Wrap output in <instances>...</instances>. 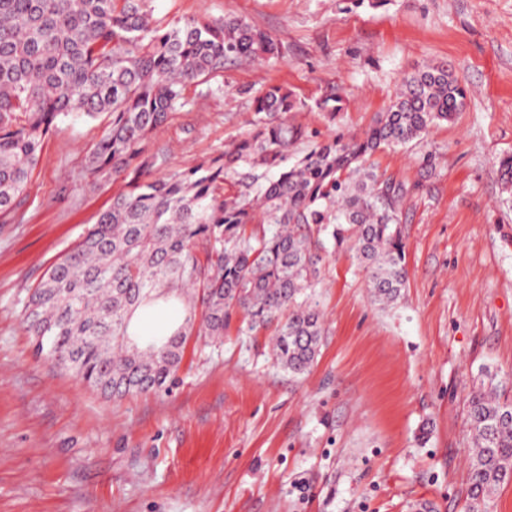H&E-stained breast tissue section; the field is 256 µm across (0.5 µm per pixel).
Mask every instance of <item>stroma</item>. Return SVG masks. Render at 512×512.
Instances as JSON below:
<instances>
[{
    "label": "stroma",
    "mask_w": 512,
    "mask_h": 512,
    "mask_svg": "<svg viewBox=\"0 0 512 512\" xmlns=\"http://www.w3.org/2000/svg\"><path fill=\"white\" fill-rule=\"evenodd\" d=\"M156 18L240 17L286 49L188 85L186 107L148 149L169 167L223 150L249 129L254 97L282 85L318 137L362 132L402 78L448 63L463 112L417 149L377 154L379 173L420 184L401 215L402 298L372 302L349 252L328 251L316 291L325 335L315 365L279 368L273 328L230 327L188 344L172 391L118 401L36 357L25 297L111 203L86 155L100 119L59 123L21 206L0 217V512H467V404L480 375L512 401V0H149ZM343 100L335 122L314 103Z\"/></svg>",
    "instance_id": "stroma-1"
}]
</instances>
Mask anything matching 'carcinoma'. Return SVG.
I'll use <instances>...</instances> for the list:
<instances>
[{
    "label": "carcinoma",
    "instance_id": "cac0c4a2",
    "mask_svg": "<svg viewBox=\"0 0 512 512\" xmlns=\"http://www.w3.org/2000/svg\"><path fill=\"white\" fill-rule=\"evenodd\" d=\"M146 2L0 0V215L15 210L65 119L105 116L87 171L123 182L19 300L34 354L67 356L63 369L105 398L166 393L190 338L216 341L241 313L249 330L278 322L275 361L305 374L324 336L315 288L325 241L353 251L374 303L394 305L406 288L400 214L419 184L383 177L373 157L424 142L464 110L468 90L448 64L426 65L360 135L313 141L288 119L304 102L270 85L245 136L162 171L165 157L147 142L186 105V87L227 63L280 57L283 45L242 18L166 23ZM316 106L332 121L343 109L334 95ZM171 300L183 322L139 337L134 316ZM496 392L487 372L468 402V512H488L492 492L512 480V402Z\"/></svg>",
    "mask_w": 512,
    "mask_h": 512
}]
</instances>
